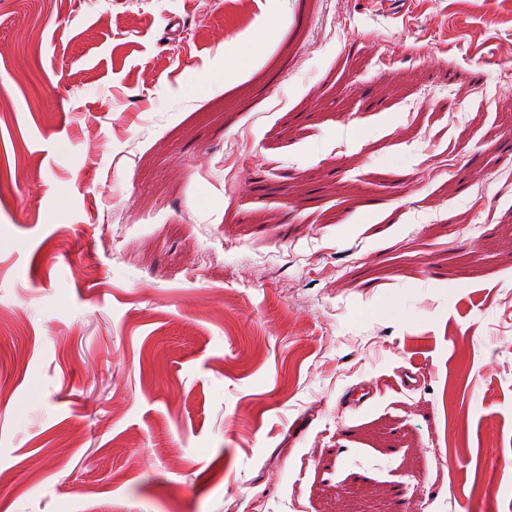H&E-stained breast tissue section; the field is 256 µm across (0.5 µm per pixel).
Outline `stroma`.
Wrapping results in <instances>:
<instances>
[{"instance_id": "obj_1", "label": "stroma", "mask_w": 512, "mask_h": 512, "mask_svg": "<svg viewBox=\"0 0 512 512\" xmlns=\"http://www.w3.org/2000/svg\"><path fill=\"white\" fill-rule=\"evenodd\" d=\"M499 0H0V512H512Z\"/></svg>"}]
</instances>
